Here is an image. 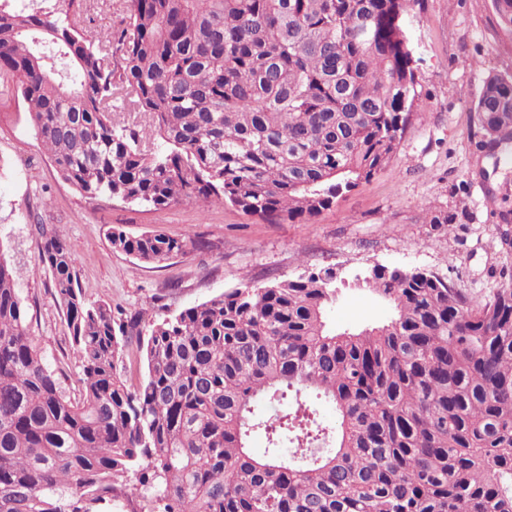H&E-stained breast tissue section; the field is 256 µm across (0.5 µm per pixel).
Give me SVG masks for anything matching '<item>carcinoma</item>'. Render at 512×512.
<instances>
[{
    "label": "carcinoma",
    "instance_id": "obj_1",
    "mask_svg": "<svg viewBox=\"0 0 512 512\" xmlns=\"http://www.w3.org/2000/svg\"><path fill=\"white\" fill-rule=\"evenodd\" d=\"M74 2L56 16L1 4L0 76L90 198L306 223L391 162L421 93L416 0H126L101 39ZM492 4L512 34V0ZM473 110L496 159L512 76H488ZM35 229L80 371L73 385L41 355L0 253V512H512V271L474 303L434 273L373 265L363 285L392 316L355 329L326 319L331 267L156 318L87 302L65 236ZM108 237L145 263L203 248ZM289 395L288 413L259 415Z\"/></svg>",
    "mask_w": 512,
    "mask_h": 512
}]
</instances>
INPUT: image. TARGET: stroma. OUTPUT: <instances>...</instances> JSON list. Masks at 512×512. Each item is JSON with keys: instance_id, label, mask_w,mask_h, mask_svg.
<instances>
[{"instance_id": "stroma-1", "label": "stroma", "mask_w": 512, "mask_h": 512, "mask_svg": "<svg viewBox=\"0 0 512 512\" xmlns=\"http://www.w3.org/2000/svg\"><path fill=\"white\" fill-rule=\"evenodd\" d=\"M406 32L422 96L392 161L313 221L268 224L232 205L183 199L162 210L90 199L58 174L28 121L18 91L0 95V250L22 269L17 288L28 327L47 360L76 365L50 272L39 261L36 223L62 231L76 257L79 287L91 302L134 312L162 303L170 312L202 303L242 281L261 286L333 267L354 279L369 265L419 267L479 300L500 286L512 250L497 241L501 212L512 211V167L492 173L478 146L473 104L488 75L512 76V35L492 0H420ZM458 213L453 227L431 215ZM201 242L163 264L113 249L108 228ZM390 306L366 290H345L327 312L337 328L387 321Z\"/></svg>"}]
</instances>
